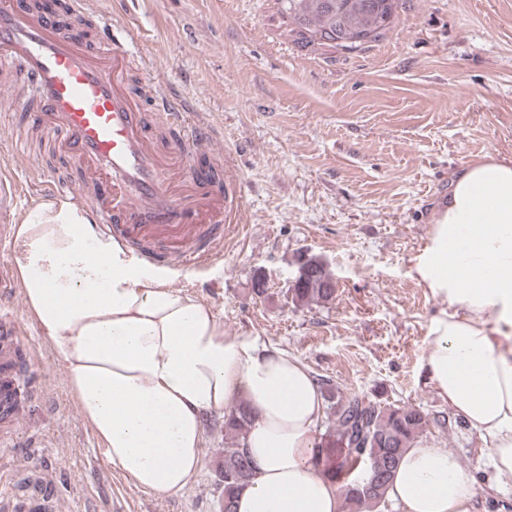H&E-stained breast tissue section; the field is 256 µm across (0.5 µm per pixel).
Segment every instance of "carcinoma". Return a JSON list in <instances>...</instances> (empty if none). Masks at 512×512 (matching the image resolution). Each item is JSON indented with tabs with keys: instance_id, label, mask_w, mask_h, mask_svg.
<instances>
[{
	"instance_id": "1",
	"label": "carcinoma",
	"mask_w": 512,
	"mask_h": 512,
	"mask_svg": "<svg viewBox=\"0 0 512 512\" xmlns=\"http://www.w3.org/2000/svg\"><path fill=\"white\" fill-rule=\"evenodd\" d=\"M280 6L300 40L353 50L392 28L399 0H280ZM304 266L305 273L289 288L292 300L305 304L332 299L336 282L324 264L309 258ZM327 398L333 401L335 420L325 445L319 447L317 464L324 476L342 485L351 512H380L404 450L431 424L448 429V416L441 412L431 419L418 409L383 405L356 394L337 398L330 388ZM254 420L255 413L244 401L224 414V432L235 439L234 447L224 449L227 512H235L236 495L255 476L253 461L242 448Z\"/></svg>"
}]
</instances>
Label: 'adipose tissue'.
<instances>
[{"mask_svg":"<svg viewBox=\"0 0 512 512\" xmlns=\"http://www.w3.org/2000/svg\"><path fill=\"white\" fill-rule=\"evenodd\" d=\"M16 239L28 314L114 469L143 491L182 492L201 466L207 416L244 400L256 476L237 512H343L341 486L314 462L325 400L298 357L227 335L209 306L161 287L72 200L29 211ZM415 267L446 304L429 323L425 375L489 438L496 476L512 479V159L487 155L456 173ZM386 498L397 512H479L461 459L420 441Z\"/></svg>","mask_w":512,"mask_h":512,"instance_id":"adipose-tissue-1","label":"adipose tissue"}]
</instances>
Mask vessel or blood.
<instances>
[{"instance_id":"obj_1","label":"vessel or blood","mask_w":512,"mask_h":512,"mask_svg":"<svg viewBox=\"0 0 512 512\" xmlns=\"http://www.w3.org/2000/svg\"><path fill=\"white\" fill-rule=\"evenodd\" d=\"M131 52L120 40L90 44L30 0H0V68L21 69L16 109L37 100L60 154L78 165L70 198L88 205L96 227L141 264L199 266L217 256L222 224L238 211L233 185L218 188L198 157L211 130L167 96L155 99L178 136L150 133V114L131 90Z\"/></svg>"}]
</instances>
